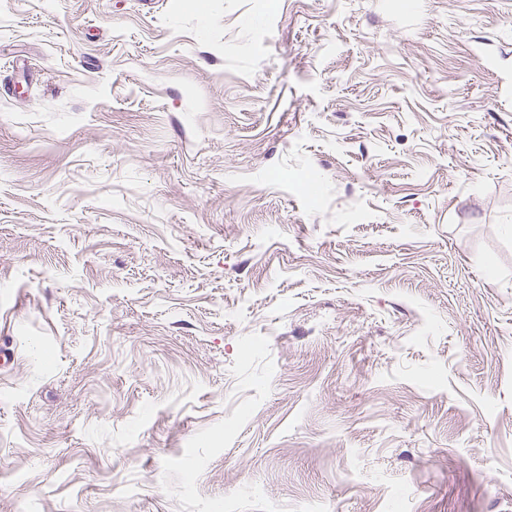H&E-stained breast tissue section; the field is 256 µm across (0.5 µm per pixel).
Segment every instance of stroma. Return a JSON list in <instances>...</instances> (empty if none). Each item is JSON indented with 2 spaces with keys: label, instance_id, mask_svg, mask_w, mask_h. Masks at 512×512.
I'll return each instance as SVG.
<instances>
[{
  "label": "stroma",
  "instance_id": "1",
  "mask_svg": "<svg viewBox=\"0 0 512 512\" xmlns=\"http://www.w3.org/2000/svg\"><path fill=\"white\" fill-rule=\"evenodd\" d=\"M0 512H512V0H0Z\"/></svg>",
  "mask_w": 512,
  "mask_h": 512
}]
</instances>
